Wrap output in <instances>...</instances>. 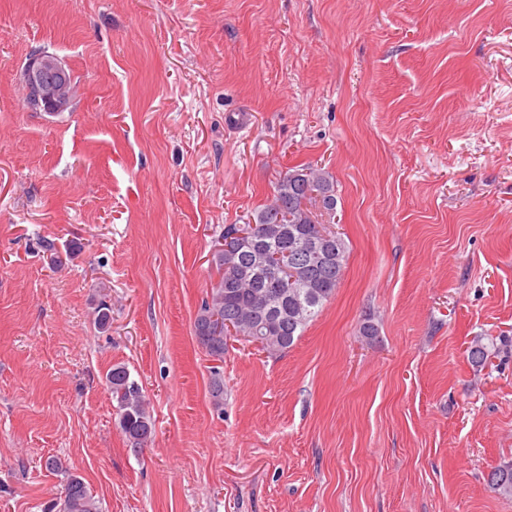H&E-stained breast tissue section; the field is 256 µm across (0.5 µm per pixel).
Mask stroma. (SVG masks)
<instances>
[{
    "instance_id": "stroma-1",
    "label": "stroma",
    "mask_w": 512,
    "mask_h": 512,
    "mask_svg": "<svg viewBox=\"0 0 512 512\" xmlns=\"http://www.w3.org/2000/svg\"><path fill=\"white\" fill-rule=\"evenodd\" d=\"M40 50L73 111L25 107ZM303 165L344 276L281 357L214 363L212 242ZM50 456L101 512H512V0H0V512L59 502ZM105 385L116 402L121 432L132 446L143 448L151 441L153 421L147 411L142 386L125 364H115L106 373Z\"/></svg>"
}]
</instances>
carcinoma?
Returning <instances> with one entry per match:
<instances>
[{
  "label": "carcinoma",
  "instance_id": "carcinoma-1",
  "mask_svg": "<svg viewBox=\"0 0 512 512\" xmlns=\"http://www.w3.org/2000/svg\"><path fill=\"white\" fill-rule=\"evenodd\" d=\"M315 191L322 196L324 212L315 213L301 207L308 193ZM336 188L332 174L311 166L295 168L279 178L270 203L255 212L254 224L261 233L251 238H238V225L226 224L219 238L233 239L229 253L212 254L218 279L212 284L210 295L203 301L194 320V335L207 354L217 361H224L227 346L224 344V321L234 320L241 312L252 315L251 330L247 335L266 340L270 356L278 357L293 347L309 323L316 319L324 305L331 300L340 284L347 264L348 250L345 240L334 236L331 255L317 264L302 250V242L314 237L323 217L333 218L336 210ZM288 252V264L296 277L292 281L276 280L274 288L280 293L278 317L271 321L267 309L258 301L260 293L251 287H240L225 270V266L253 269L259 252ZM96 322L102 330L111 324V304L101 298L95 308ZM105 385L116 402L121 432L132 446L141 449L151 441L153 421L147 411L142 386L131 376L124 364H115L106 373ZM45 467L54 472H64L63 498L58 512H100V506L84 482L75 473L63 470L56 457L46 459ZM488 481L504 495L512 496V464L491 469Z\"/></svg>",
  "mask_w": 512,
  "mask_h": 512
}]
</instances>
